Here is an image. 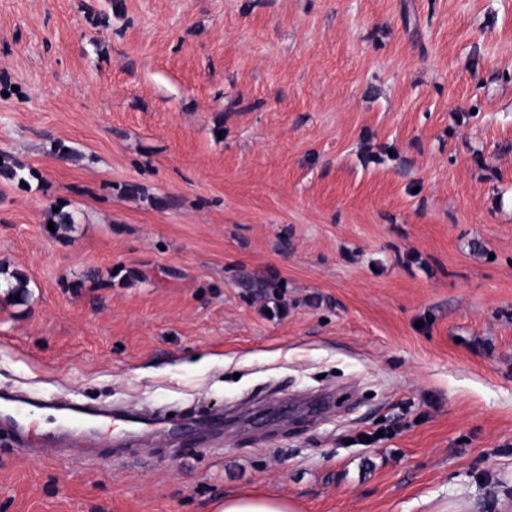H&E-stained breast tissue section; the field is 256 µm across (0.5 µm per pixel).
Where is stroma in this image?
<instances>
[{
    "instance_id": "stroma-1",
    "label": "stroma",
    "mask_w": 512,
    "mask_h": 512,
    "mask_svg": "<svg viewBox=\"0 0 512 512\" xmlns=\"http://www.w3.org/2000/svg\"><path fill=\"white\" fill-rule=\"evenodd\" d=\"M0 152V394L169 414L0 512H512V0H0ZM290 501L261 495H238L224 498L217 503L214 512H295Z\"/></svg>"
}]
</instances>
